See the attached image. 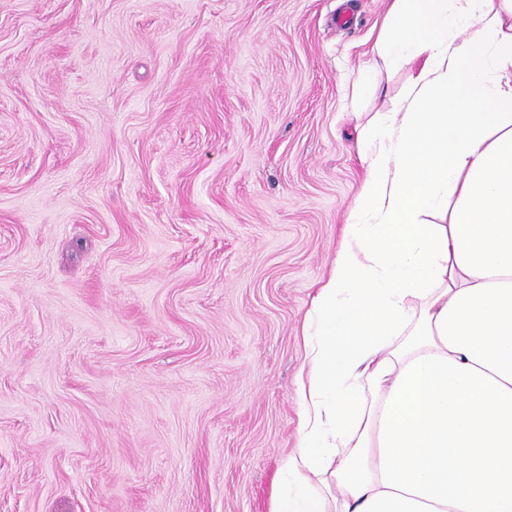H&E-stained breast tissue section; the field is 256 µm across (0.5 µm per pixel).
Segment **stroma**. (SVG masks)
<instances>
[{
	"mask_svg": "<svg viewBox=\"0 0 512 512\" xmlns=\"http://www.w3.org/2000/svg\"><path fill=\"white\" fill-rule=\"evenodd\" d=\"M387 8L0 0V512H271Z\"/></svg>",
	"mask_w": 512,
	"mask_h": 512,
	"instance_id": "obj_1",
	"label": "stroma"
}]
</instances>
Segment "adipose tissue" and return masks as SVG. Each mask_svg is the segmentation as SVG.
<instances>
[{
    "mask_svg": "<svg viewBox=\"0 0 512 512\" xmlns=\"http://www.w3.org/2000/svg\"><path fill=\"white\" fill-rule=\"evenodd\" d=\"M407 71L303 325L272 512H512V0H391Z\"/></svg>",
    "mask_w": 512,
    "mask_h": 512,
    "instance_id": "1",
    "label": "adipose tissue"
}]
</instances>
